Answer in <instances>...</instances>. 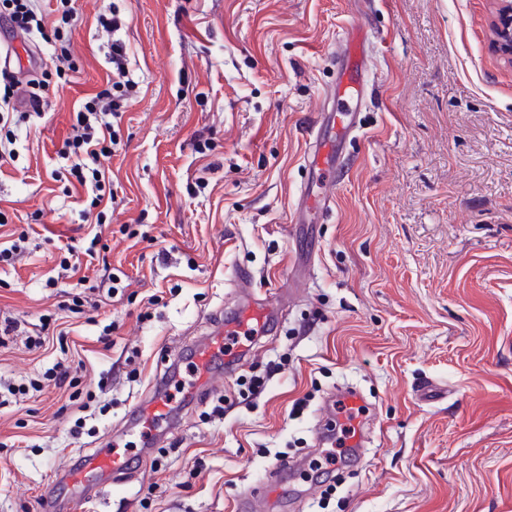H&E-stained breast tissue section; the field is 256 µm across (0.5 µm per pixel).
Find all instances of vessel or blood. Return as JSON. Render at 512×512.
Here are the masks:
<instances>
[{
    "mask_svg": "<svg viewBox=\"0 0 512 512\" xmlns=\"http://www.w3.org/2000/svg\"><path fill=\"white\" fill-rule=\"evenodd\" d=\"M365 67V56L357 45H349L342 78L336 84L339 121L319 128L307 155V165L316 171L315 186L306 187L297 210L296 224H309L315 215L327 214L334 204L336 177L342 169L344 147L361 130L355 111L362 99L360 74ZM234 285L244 298L238 314L225 321L223 311H216L212 320L218 329L193 351L190 359L194 378L183 381L181 366L186 359L180 354L168 356L169 370L152 385L149 396L143 398L129 417L139 434L143 449L157 447L169 435L175 434L182 421L181 406L201 402L212 385L233 375L241 367L247 354L244 337L257 336L268 330L278 312L276 295H262L253 286V274L245 268L237 269ZM180 387L181 406H174L169 391ZM371 405L363 392L353 385H340L324 398L321 405V423L315 432V454L326 455L328 449L344 444L349 461H360L372 441L368 423ZM131 458L122 446L121 438L112 436L103 440L92 453L84 456L80 466L65 472L57 486L44 497L43 512H66L72 498L100 499L113 483L127 475ZM295 463H279L267 475L259 490H249L237 501L238 512H258L260 501L273 498L278 490L280 474L293 472Z\"/></svg>",
    "mask_w": 512,
    "mask_h": 512,
    "instance_id": "1",
    "label": "vessel or blood"
}]
</instances>
